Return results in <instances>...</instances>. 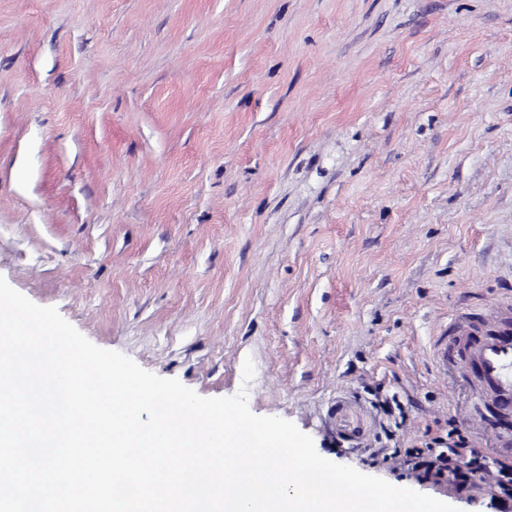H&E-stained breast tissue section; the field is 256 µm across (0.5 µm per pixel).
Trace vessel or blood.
<instances>
[{"label": "vessel or blood", "instance_id": "vessel-or-blood-1", "mask_svg": "<svg viewBox=\"0 0 512 512\" xmlns=\"http://www.w3.org/2000/svg\"><path fill=\"white\" fill-rule=\"evenodd\" d=\"M495 323L486 328L469 315L454 320L455 332L440 337L437 354H457L475 378V390L496 415L512 413V302L497 305Z\"/></svg>", "mask_w": 512, "mask_h": 512}]
</instances>
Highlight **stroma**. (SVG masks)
Masks as SVG:
<instances>
[{
  "mask_svg": "<svg viewBox=\"0 0 512 512\" xmlns=\"http://www.w3.org/2000/svg\"><path fill=\"white\" fill-rule=\"evenodd\" d=\"M0 277L327 460L496 512L398 452L454 429L496 467L504 422L430 339L512 296V0H0Z\"/></svg>",
  "mask_w": 512,
  "mask_h": 512,
  "instance_id": "obj_1",
  "label": "stroma"
}]
</instances>
